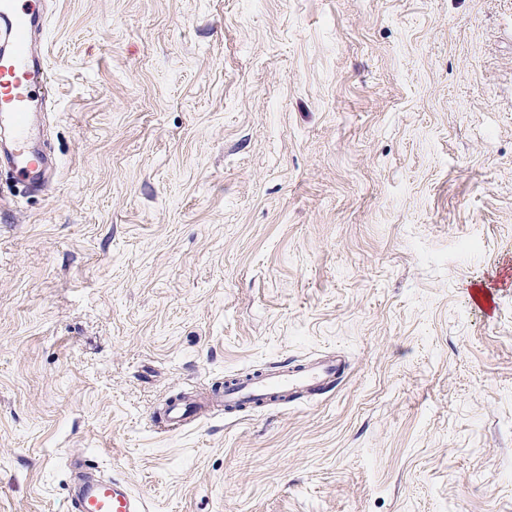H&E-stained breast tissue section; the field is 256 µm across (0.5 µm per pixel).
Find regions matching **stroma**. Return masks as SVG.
Wrapping results in <instances>:
<instances>
[{"mask_svg":"<svg viewBox=\"0 0 512 512\" xmlns=\"http://www.w3.org/2000/svg\"><path fill=\"white\" fill-rule=\"evenodd\" d=\"M0 164V512H512V0H47ZM328 356L292 402L154 412ZM201 406L195 403H178L167 406L163 413L162 430L176 431L185 428L195 420ZM68 506L70 512H142L143 503L131 494L127 486L116 479L98 480L82 485L77 492L72 487Z\"/></svg>","mask_w":512,"mask_h":512,"instance_id":"stroma-1","label":"stroma"}]
</instances>
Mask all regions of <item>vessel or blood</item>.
<instances>
[{
	"label": "vessel or blood",
	"mask_w": 512,
	"mask_h": 512,
	"mask_svg": "<svg viewBox=\"0 0 512 512\" xmlns=\"http://www.w3.org/2000/svg\"><path fill=\"white\" fill-rule=\"evenodd\" d=\"M47 23L44 0H0V32L10 43L0 55V125L12 133V165L17 178L28 182L44 166L41 156L30 148V105L40 99L47 82L43 54L36 47V36ZM342 371L339 360L331 358L291 369L272 370L236 380L219 399L224 406L255 405L271 399L281 401L327 389ZM198 404L178 403L163 413V430L176 431L194 422ZM70 512H143L139 497L116 480H98L70 492Z\"/></svg>",
	"instance_id": "obj_1"
}]
</instances>
